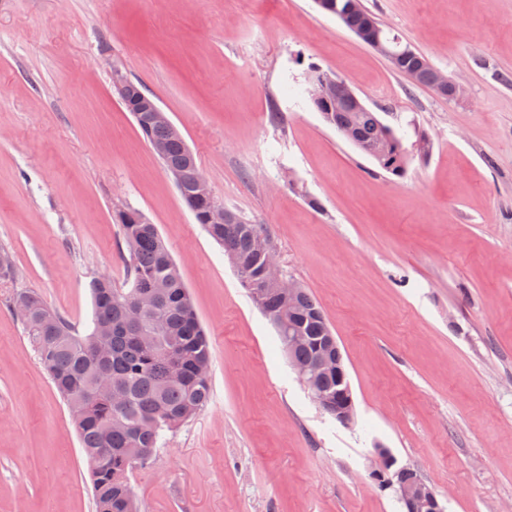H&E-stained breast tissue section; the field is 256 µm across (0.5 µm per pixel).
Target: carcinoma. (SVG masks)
I'll return each instance as SVG.
<instances>
[{"label":"carcinoma","instance_id":"carcinoma-1","mask_svg":"<svg viewBox=\"0 0 512 512\" xmlns=\"http://www.w3.org/2000/svg\"><path fill=\"white\" fill-rule=\"evenodd\" d=\"M339 20L351 30L366 21H378L368 9L353 10L349 0H331ZM310 89L325 87L327 98L312 101L323 120L337 129L356 148L379 143L372 160L386 173L402 177L409 155L427 154L424 133L406 146L391 127L380 135L382 120L377 113L349 97L336 110V75L319 68L309 77ZM124 107L133 117L151 148H160L158 159L175 180L177 190L197 223L224 247L242 285L254 304L275 320L283 347L288 337L298 336L294 357L301 364L316 360L324 342L334 338L320 305L307 289H298L296 305L288 307L278 284L267 277L256 244L260 226L234 211L235 220L211 221L214 196L193 180L196 156L172 125L156 121L151 113L138 111L149 99L140 85L125 88ZM130 254L127 287L116 288L108 277L90 283L92 315L80 332L36 293L17 290L11 307L29 312L24 322L29 343L55 389L66 402L89 467L96 512H140L127 481V474L154 459L165 435L194 418L208 403L211 363L209 340L197 318L179 269L156 225L140 211L123 208L115 212ZM158 297L156 306L139 315L138 326L127 323L130 303L143 290Z\"/></svg>","mask_w":512,"mask_h":512}]
</instances>
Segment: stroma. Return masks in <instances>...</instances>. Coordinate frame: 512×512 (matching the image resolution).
<instances>
[{
  "instance_id": "obj_1",
  "label": "stroma",
  "mask_w": 512,
  "mask_h": 512,
  "mask_svg": "<svg viewBox=\"0 0 512 512\" xmlns=\"http://www.w3.org/2000/svg\"><path fill=\"white\" fill-rule=\"evenodd\" d=\"M363 3L460 97L413 86L314 0H0V249L15 266L0 512H95L68 407L9 300L36 292L85 326L89 281L126 285L125 207L157 225L211 348L209 403L129 475L141 512H401L370 476L380 445L445 512H512V0ZM314 67L383 122L424 129L427 156L381 171L314 109ZM116 68L321 305L352 423L299 381L114 94ZM424 88L448 101L457 99L461 94L460 86L450 76L439 70H431V79Z\"/></svg>"
}]
</instances>
